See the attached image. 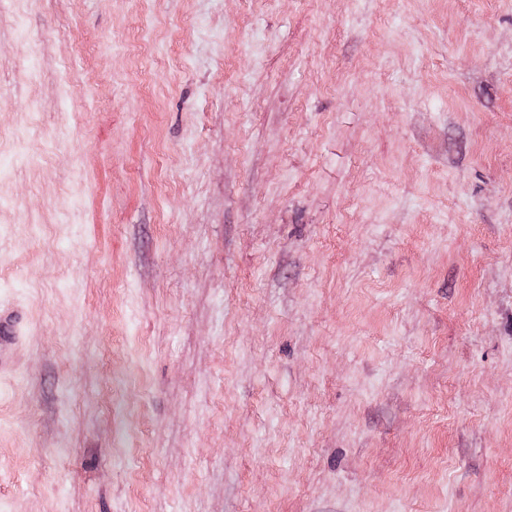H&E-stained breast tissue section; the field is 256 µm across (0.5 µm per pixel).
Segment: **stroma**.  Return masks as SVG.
Returning <instances> with one entry per match:
<instances>
[{"instance_id": "obj_1", "label": "stroma", "mask_w": 512, "mask_h": 512, "mask_svg": "<svg viewBox=\"0 0 512 512\" xmlns=\"http://www.w3.org/2000/svg\"><path fill=\"white\" fill-rule=\"evenodd\" d=\"M0 512H512V0H0ZM22 318L12 307H5L0 301V378L5 374L15 375L9 352L21 336Z\"/></svg>"}]
</instances>
